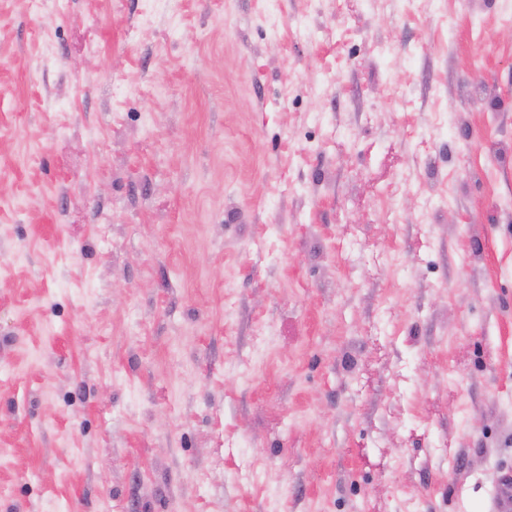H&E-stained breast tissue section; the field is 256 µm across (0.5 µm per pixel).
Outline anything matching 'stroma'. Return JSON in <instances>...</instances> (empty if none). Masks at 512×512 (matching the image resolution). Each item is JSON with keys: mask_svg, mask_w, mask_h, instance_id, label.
Listing matches in <instances>:
<instances>
[{"mask_svg": "<svg viewBox=\"0 0 512 512\" xmlns=\"http://www.w3.org/2000/svg\"><path fill=\"white\" fill-rule=\"evenodd\" d=\"M508 469L512 0H0V512Z\"/></svg>", "mask_w": 512, "mask_h": 512, "instance_id": "1", "label": "stroma"}]
</instances>
